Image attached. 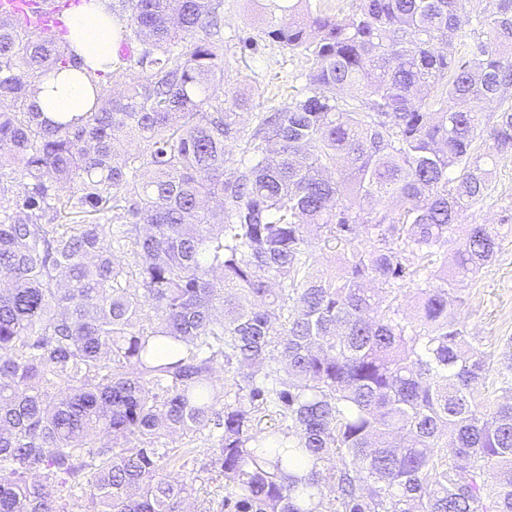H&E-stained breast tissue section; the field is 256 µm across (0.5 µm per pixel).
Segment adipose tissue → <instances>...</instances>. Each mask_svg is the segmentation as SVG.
<instances>
[{
    "label": "adipose tissue",
    "instance_id": "obj_1",
    "mask_svg": "<svg viewBox=\"0 0 512 512\" xmlns=\"http://www.w3.org/2000/svg\"><path fill=\"white\" fill-rule=\"evenodd\" d=\"M64 24V41L86 64H99L103 57L112 55L118 23L109 9V0H86L65 17ZM85 93L84 82L70 71L53 72L42 79L30 103L34 111L50 117L76 114L84 109Z\"/></svg>",
    "mask_w": 512,
    "mask_h": 512
}]
</instances>
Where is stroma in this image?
<instances>
[{"instance_id": "obj_1", "label": "stroma", "mask_w": 512, "mask_h": 512, "mask_svg": "<svg viewBox=\"0 0 512 512\" xmlns=\"http://www.w3.org/2000/svg\"><path fill=\"white\" fill-rule=\"evenodd\" d=\"M311 67L301 54L265 40L249 0H224V90L227 97L251 96L254 109L266 112L288 103ZM487 196L464 216L468 224H488L500 236L496 259L464 288L461 319L470 335L480 337L497 369L512 362V152L490 166Z\"/></svg>"}]
</instances>
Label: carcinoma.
<instances>
[{
  "label": "carcinoma",
  "mask_w": 512,
  "mask_h": 512,
  "mask_svg": "<svg viewBox=\"0 0 512 512\" xmlns=\"http://www.w3.org/2000/svg\"><path fill=\"white\" fill-rule=\"evenodd\" d=\"M251 2L312 66L247 128L224 0H111L103 71L0 17V512H185L175 436L216 512H512V364L458 317L498 234L448 253L512 152V0ZM62 69L92 106L32 111ZM188 457V469L199 470L198 474L201 476L196 483L193 484V490L186 502V509L188 512H204L208 506L209 501L220 499L224 495V485L219 481L208 480L210 475L206 472H200L203 462H205L202 455ZM196 459V460H195Z\"/></svg>",
  "instance_id": "carcinoma-1"
}]
</instances>
